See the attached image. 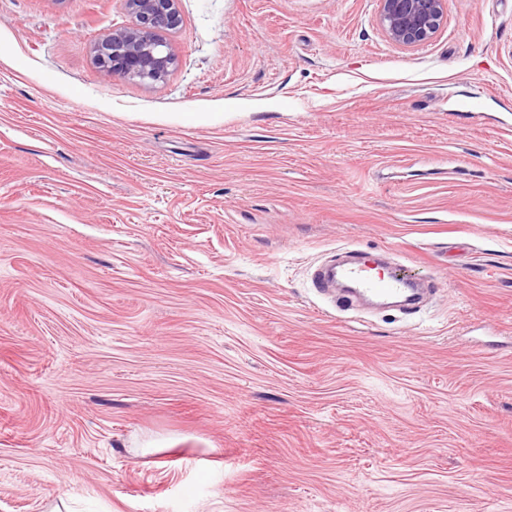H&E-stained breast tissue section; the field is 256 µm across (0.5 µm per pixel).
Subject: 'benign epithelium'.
Wrapping results in <instances>:
<instances>
[{"instance_id":"1","label":"benign epithelium","mask_w":512,"mask_h":512,"mask_svg":"<svg viewBox=\"0 0 512 512\" xmlns=\"http://www.w3.org/2000/svg\"><path fill=\"white\" fill-rule=\"evenodd\" d=\"M180 0H125L132 26H114L96 40L93 58L107 77L164 80L175 56L161 32L180 22ZM377 20L392 43L412 48L429 42L440 29L446 0H376Z\"/></svg>"}]
</instances>
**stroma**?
<instances>
[{"label":"stroma","instance_id":"obj_1","mask_svg":"<svg viewBox=\"0 0 512 512\" xmlns=\"http://www.w3.org/2000/svg\"><path fill=\"white\" fill-rule=\"evenodd\" d=\"M0 0V512H512V0ZM346 249L426 307L320 294ZM135 18L132 26H113L96 40L93 58L109 78L163 81L175 64V56L161 32L180 22V0H124ZM377 20L392 43L412 48L429 42L440 29L446 0H376Z\"/></svg>","mask_w":512,"mask_h":512}]
</instances>
